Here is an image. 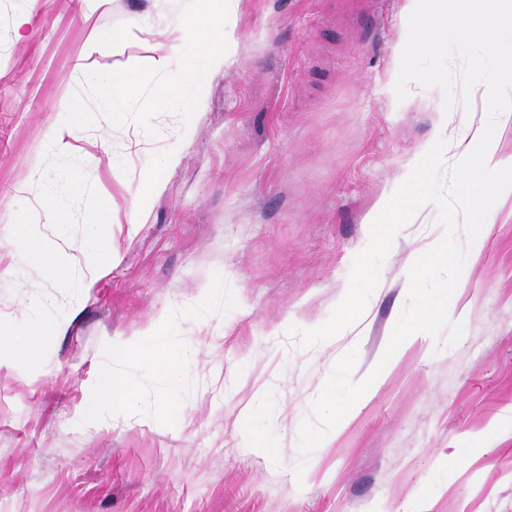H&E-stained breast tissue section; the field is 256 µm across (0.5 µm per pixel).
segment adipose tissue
Masks as SVG:
<instances>
[{"label": "adipose tissue", "mask_w": 512, "mask_h": 512, "mask_svg": "<svg viewBox=\"0 0 512 512\" xmlns=\"http://www.w3.org/2000/svg\"><path fill=\"white\" fill-rule=\"evenodd\" d=\"M435 142L448 143L454 152L459 182L464 190L459 202L470 213L473 223L483 227L495 224L508 201L512 200V154H503L498 141L483 126L460 119L449 126L447 117L436 123ZM153 344L119 343L112 347L115 370L103 373L93 395L103 402L113 418L130 414L138 400V386L118 365L134 358L144 361L159 376L172 380L190 358L189 350L169 342L167 324L149 328Z\"/></svg>", "instance_id": "ef3b65f1"}]
</instances>
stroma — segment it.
I'll return each mask as SVG.
<instances>
[{"label": "stroma", "instance_id": "35a3bbf8", "mask_svg": "<svg viewBox=\"0 0 512 512\" xmlns=\"http://www.w3.org/2000/svg\"><path fill=\"white\" fill-rule=\"evenodd\" d=\"M182 0H0V321L29 324L53 296L62 321L40 358L0 360V512H512V216L481 236L450 305L456 345L425 336L396 352L327 446L302 454L336 361L353 380L380 360L406 301L403 270L443 235L427 205L395 237L374 296L351 328L303 348L349 287L368 215L431 139L443 97L409 83L398 100L404 0H235L233 64L210 70L190 122L162 112L157 136L98 122L63 152L45 140L89 70H175ZM30 21L15 27L18 16ZM125 27L87 51L92 30ZM175 161L158 166L166 152ZM157 193L126 220L147 167ZM40 169L65 194L45 223ZM109 209L91 217L96 197ZM23 219V247L11 246ZM111 271L90 277L92 222ZM69 262L68 282L30 260ZM192 349L177 378L184 419L158 417L162 378L136 360L137 412L109 419L90 389L112 344L158 318ZM255 410L265 445L247 446Z\"/></svg>", "mask_w": 512, "mask_h": 512}]
</instances>
